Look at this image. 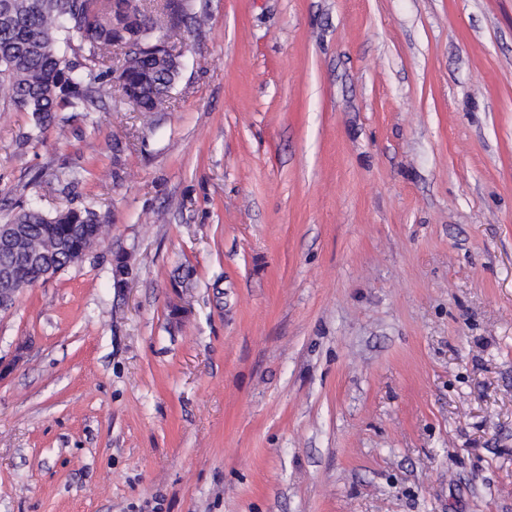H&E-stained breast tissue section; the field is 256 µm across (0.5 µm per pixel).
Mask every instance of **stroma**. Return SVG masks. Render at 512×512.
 Wrapping results in <instances>:
<instances>
[{"mask_svg":"<svg viewBox=\"0 0 512 512\" xmlns=\"http://www.w3.org/2000/svg\"><path fill=\"white\" fill-rule=\"evenodd\" d=\"M193 10L150 117L0 104V224L104 226L0 311V512H512V0Z\"/></svg>","mask_w":512,"mask_h":512,"instance_id":"stroma-1","label":"stroma"}]
</instances>
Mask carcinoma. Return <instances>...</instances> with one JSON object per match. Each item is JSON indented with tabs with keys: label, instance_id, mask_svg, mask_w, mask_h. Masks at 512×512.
I'll list each match as a JSON object with an SVG mask.
<instances>
[{
	"label": "carcinoma",
	"instance_id": "obj_1",
	"mask_svg": "<svg viewBox=\"0 0 512 512\" xmlns=\"http://www.w3.org/2000/svg\"><path fill=\"white\" fill-rule=\"evenodd\" d=\"M0 101L31 113L43 134L59 112H88L104 92L107 52L124 44L143 48L124 59V92L148 115L179 74L164 38L194 20L184 0H165L162 12L145 15L139 0H0ZM20 225L17 250L49 257L62 270L79 262L98 239L92 208L54 214L35 204L13 215Z\"/></svg>",
	"mask_w": 512,
	"mask_h": 512
}]
</instances>
